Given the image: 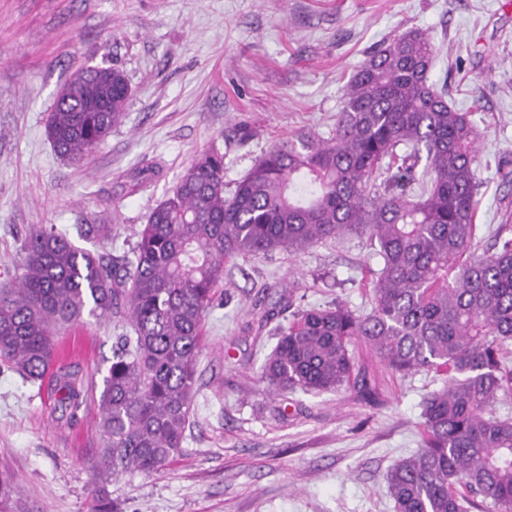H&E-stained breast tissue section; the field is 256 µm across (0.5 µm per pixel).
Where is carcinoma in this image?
I'll use <instances>...</instances> for the list:
<instances>
[{
    "instance_id": "obj_1",
    "label": "carcinoma",
    "mask_w": 512,
    "mask_h": 512,
    "mask_svg": "<svg viewBox=\"0 0 512 512\" xmlns=\"http://www.w3.org/2000/svg\"><path fill=\"white\" fill-rule=\"evenodd\" d=\"M437 47L410 28L366 57L344 86L330 137L301 134L271 146L233 187L224 155L205 152L149 214L132 256L107 260L55 228L22 245L18 285L0 289V371L52 382L51 396L77 409L91 383L54 369V338L87 312L127 322L98 399L103 447L94 461L92 512H117L108 490L122 473L163 469L190 424L204 316L224 267L239 257L299 253L329 239L363 240L373 311L343 303L295 306L260 378L274 393L321 394L353 386L372 395L352 346L391 370L445 375L422 402V446L386 482L395 512H468L456 487L512 512V225L481 248L476 213L480 134L430 81ZM131 89L115 67H90L60 87L45 123L62 158L80 165L122 124ZM110 224L79 234L107 239ZM15 478L0 470V512Z\"/></svg>"
}]
</instances>
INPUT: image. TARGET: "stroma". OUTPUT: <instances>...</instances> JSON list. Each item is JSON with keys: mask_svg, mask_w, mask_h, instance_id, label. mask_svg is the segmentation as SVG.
I'll use <instances>...</instances> for the list:
<instances>
[{"mask_svg": "<svg viewBox=\"0 0 512 512\" xmlns=\"http://www.w3.org/2000/svg\"><path fill=\"white\" fill-rule=\"evenodd\" d=\"M410 28L433 37L430 77L480 133L476 222L487 234L512 216V181L497 170L512 157V0H0V288L15 285L34 228L69 229L75 246L120 256L195 156L220 150L231 183L280 141L328 137L353 70ZM90 65L122 69L132 97L78 167L54 151L45 122L65 78ZM149 164L160 172L138 186ZM79 224L111 225L112 237H81ZM373 262L347 237L227 266L204 319L183 448L161 471L113 481L123 512H395L386 473L420 447V403L441 376L393 372L360 346L376 400L351 388L274 394L259 367L277 338L252 327L290 284L301 306L369 313L358 283ZM128 330L86 315L60 348L99 386ZM99 443L96 404L64 412L47 390L0 373V469L28 512H90Z\"/></svg>", "mask_w": 512, "mask_h": 512, "instance_id": "1", "label": "stroma"}]
</instances>
